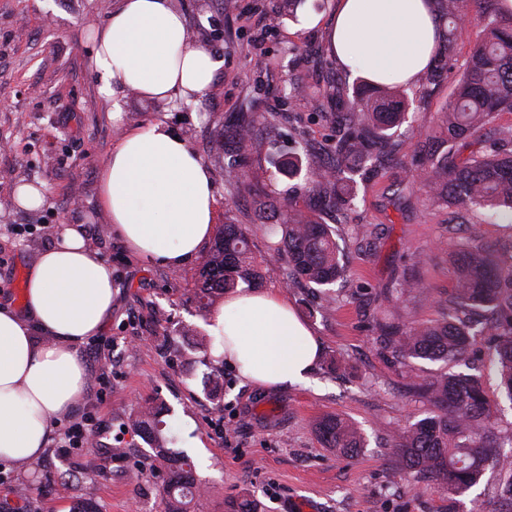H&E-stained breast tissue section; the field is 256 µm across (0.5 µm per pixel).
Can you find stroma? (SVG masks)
Instances as JSON below:
<instances>
[{
	"label": "stroma",
	"instance_id": "1",
	"mask_svg": "<svg viewBox=\"0 0 512 512\" xmlns=\"http://www.w3.org/2000/svg\"><path fill=\"white\" fill-rule=\"evenodd\" d=\"M116 0H0V277L9 301L21 305L26 268L59 238L61 225H82L89 246L112 268L115 292L107 329L85 343L97 398L85 400L57 427L91 416L100 435L84 448L50 446L38 474L20 467L0 471V512H71L73 501L53 489L73 480L76 494L100 512H161V480L152 471L154 451L126 421L150 401L162 402L168 446L190 462L204 492L192 512H476L496 499L497 473L487 470L468 491L451 494L411 486L399 475L390 448L397 432L425 417L428 403L378 353L372 323L380 290L419 279L432 294L401 298L404 321L439 318L453 288L449 211L421 184L426 167L418 145L467 66L480 27L470 23L458 39L454 68L436 85L407 87L416 108L394 134L397 163L357 178L354 206L319 209L336 226L346 273L325 302L319 287L287 286L285 256L248 194H234L225 172L237 157L224 128L244 112L283 114L275 134L285 154L308 146L327 162L335 140L329 119L336 109L327 92L353 90L357 74L339 67L326 45L323 24L336 0H305L302 14L319 24L298 27L280 15L282 0H171L186 18L189 38L223 56L210 89L192 102H152L126 94L121 120L98 92L90 67L96 29ZM166 126L183 138L209 168L218 222L246 225L261 289L287 293L300 318L322 341L320 361L308 383L263 392L198 344L210 335L207 312L191 300L201 259L178 269L132 254L99 205V174L124 129ZM266 132L247 160L265 169V190L287 201L295 183L266 158ZM22 183H40L46 202L20 209L13 197ZM30 231L16 235L14 225ZM370 229L376 250L358 233ZM337 414L364 433L357 456L324 447L319 416ZM199 447H189V439ZM30 485L19 498V485Z\"/></svg>",
	"mask_w": 512,
	"mask_h": 512
}]
</instances>
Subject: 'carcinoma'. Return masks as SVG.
I'll return each mask as SVG.
<instances>
[{"instance_id":"obj_1","label":"carcinoma","mask_w":512,"mask_h":512,"mask_svg":"<svg viewBox=\"0 0 512 512\" xmlns=\"http://www.w3.org/2000/svg\"><path fill=\"white\" fill-rule=\"evenodd\" d=\"M472 1L485 7L467 71L441 111L442 136L421 144L429 163L424 186L454 209L447 231L448 241L458 247L452 261L455 285L437 320L419 326L378 317L375 321L383 358L401 369L411 367L415 359L456 365L477 342H486L491 350L488 371L498 376L512 403V250L494 248L478 235L458 236L462 214L470 210L512 223V129H491L499 113L512 112V18L502 16L496 0H436L448 22L443 58L450 71ZM397 88L395 83L361 88L350 106L336 113L335 164L316 166L297 152L287 162L288 177L302 179L307 192L328 208L354 204L356 176L380 168L390 142L388 131L406 121L409 101ZM260 126L267 128L271 122L250 115L229 131L240 157L228 168L238 171L230 185L238 193L254 191L272 232L281 234L275 250L285 253L290 281L331 284L343 276L344 268L330 225L303 214L293 198L282 205L263 196L245 169L244 159ZM200 278L193 298L201 309L213 297L242 285L249 288L261 278L246 225H219ZM416 289H421L420 284L407 280L383 290L380 298L390 302ZM412 389L429 402L431 410L404 427L393 442L404 479L413 484L430 480L457 493L475 486L491 468L499 476L501 512H512V422L493 414L482 376L450 370L416 380ZM160 414V406H145L129 419V426L145 434L156 460L167 465L171 456ZM316 427L327 448L353 456L364 447L359 429L338 416H326ZM197 486L187 462L168 471L161 491L163 512H190Z\"/></svg>"}]
</instances>
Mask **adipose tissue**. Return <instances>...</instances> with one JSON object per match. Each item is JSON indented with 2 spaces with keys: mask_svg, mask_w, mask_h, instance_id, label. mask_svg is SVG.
I'll use <instances>...</instances> for the list:
<instances>
[{
  "mask_svg": "<svg viewBox=\"0 0 512 512\" xmlns=\"http://www.w3.org/2000/svg\"><path fill=\"white\" fill-rule=\"evenodd\" d=\"M434 0H337L328 49L367 81L415 85L439 44ZM100 93L121 115L123 92L148 101L205 94L223 58L193 44L170 0H118L94 37ZM101 206L133 253L179 268L213 234L209 169L164 127L129 128L100 173ZM112 269L83 227L62 225L56 246L28 269L23 309L0 305V466L43 455L57 418L84 401L88 368L78 348L112 317ZM214 357L264 389L308 381L322 345L287 296L238 290L211 314Z\"/></svg>",
  "mask_w": 512,
  "mask_h": 512,
  "instance_id": "obj_1",
  "label": "adipose tissue"
}]
</instances>
